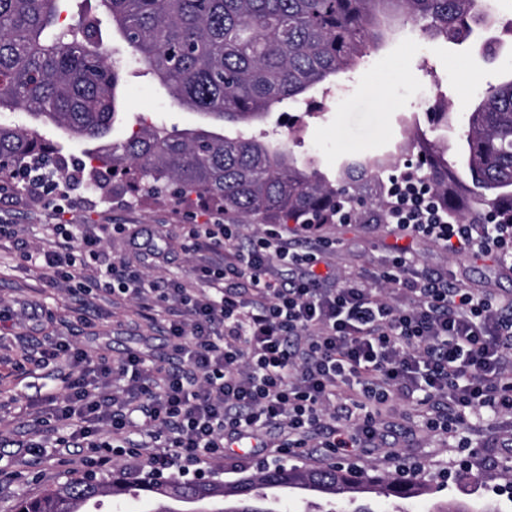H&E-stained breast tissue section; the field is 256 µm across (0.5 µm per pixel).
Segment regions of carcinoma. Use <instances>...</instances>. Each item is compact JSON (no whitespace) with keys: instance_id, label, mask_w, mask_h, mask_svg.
<instances>
[{"instance_id":"carcinoma-1","label":"carcinoma","mask_w":512,"mask_h":512,"mask_svg":"<svg viewBox=\"0 0 512 512\" xmlns=\"http://www.w3.org/2000/svg\"><path fill=\"white\" fill-rule=\"evenodd\" d=\"M71 4L79 20L65 25L61 15ZM102 14L176 102L207 124H142L119 142L110 139L123 66L104 39ZM394 20L458 44L496 23L476 0H0V111L24 110L92 145L98 187L124 177L135 193L194 194L235 224H327L361 187L383 207V174L414 152L423 157L420 179L460 222L475 212L512 222V76L467 113L451 164L447 141L417 145L424 133L408 116L384 147L341 157L332 178L299 165L284 147L221 132L227 122L250 124L286 100L306 99L378 48ZM36 158L63 174L38 129L0 120V180L27 177ZM427 482L415 471L366 477L341 466L268 467L230 485L159 482L132 479L115 465L108 482L70 477L20 499L16 512H88L96 499L152 490L163 503L151 512H181L175 503L194 505L191 512H274L260 506L271 489L410 499L426 493Z\"/></svg>"}]
</instances>
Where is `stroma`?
<instances>
[{"label": "stroma", "instance_id": "stroma-1", "mask_svg": "<svg viewBox=\"0 0 512 512\" xmlns=\"http://www.w3.org/2000/svg\"><path fill=\"white\" fill-rule=\"evenodd\" d=\"M124 60L114 139L124 138L140 118L180 130L201 124V116L178 106L168 90L143 74L132 55ZM511 67V45L500 46L491 58L480 43L453 44L407 26L373 50L355 71L338 75L335 88H318L317 106L304 116L296 136L288 134L287 118L295 113L290 105L248 127L247 133L287 145L298 162H313L332 174L341 156L367 151L386 140L396 116L414 115L420 124H427L424 89H431L433 103H451L453 112L461 116ZM352 207L351 223L303 231L296 239V250L310 251L322 241H331L325 260L340 277L389 269L390 247L395 242L392 225L364 199H357ZM223 219V212L196 198L140 196L120 187L101 191L84 181L64 186L53 207L23 189L0 195V222L21 229L19 243L0 241V512H14L20 498L36 496L49 485L86 470L79 449L36 454L20 444L26 431L50 440L62 435L52 419L51 400L67 392L72 378L66 362L36 361L31 354L34 345L65 336L115 369L131 350L142 351L148 368L159 374L173 363L162 311L149 312L136 302L115 301L79 287L70 291L46 287L23 259V252L50 247V228L58 223L123 224L126 233L103 238L112 258L150 279H176L188 285L193 281V266L220 264L226 258L220 247L191 250L189 226ZM407 244L418 272L512 297V271L502 268L496 256L453 254L422 236L408 239ZM393 420L402 428L397 444L360 449L349 457V464L369 475L394 472L402 463L418 464L426 474L437 476L457 470L467 460L481 475L476 484L451 481L440 492L408 499L410 512H431L447 499L493 502L500 512H512V490L484 461L485 455L497 454L503 439L512 438V415L472 419L462 431L469 442L465 448L449 446L445 435L423 429L419 417L397 414Z\"/></svg>", "mask_w": 512, "mask_h": 512}]
</instances>
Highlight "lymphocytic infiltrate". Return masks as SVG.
<instances>
[{"label": "lymphocytic infiltrate", "mask_w": 512, "mask_h": 512, "mask_svg": "<svg viewBox=\"0 0 512 512\" xmlns=\"http://www.w3.org/2000/svg\"><path fill=\"white\" fill-rule=\"evenodd\" d=\"M386 217L401 238L429 236L452 253L497 254L512 271L511 224H462L409 174L388 189ZM284 224H268L247 246L232 224H196L195 245L224 246L233 260L197 265L189 288L148 281L107 258L84 224L55 227L53 249L27 254L53 288L82 280L87 262L104 266L110 294L146 309L168 307L167 331L177 367L154 376L139 352L119 370L93 363L56 337L40 353L76 369L52 414L69 427L65 447L84 448L87 463L139 451L131 435L146 429L151 471L220 462L242 442L274 457L319 448L336 457L385 439L395 404L421 412L427 430L456 434L476 413L512 412V300L417 275L409 249L393 244L380 287L365 277L335 287L320 271L322 253L296 251ZM288 269L270 276L272 264ZM127 383L116 386V375Z\"/></svg>", "instance_id": "f902f5d3"}]
</instances>
